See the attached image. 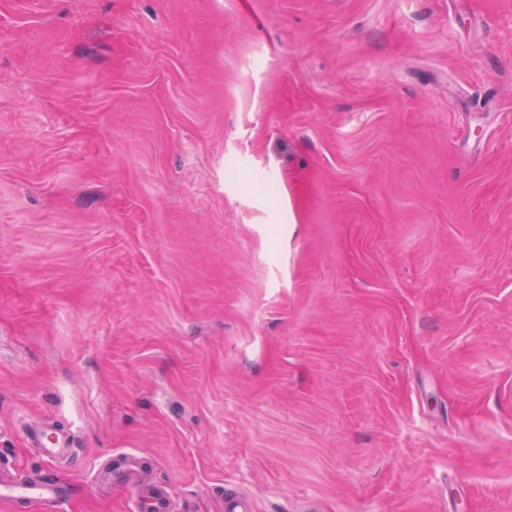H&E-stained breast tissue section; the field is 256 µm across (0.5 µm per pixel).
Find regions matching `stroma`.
<instances>
[{"label":"stroma","instance_id":"1","mask_svg":"<svg viewBox=\"0 0 512 512\" xmlns=\"http://www.w3.org/2000/svg\"><path fill=\"white\" fill-rule=\"evenodd\" d=\"M121 452L512 512V0H0V470L131 512ZM29 441L38 449L41 457L47 463H54L67 453V442L65 439H49L43 434L41 428L34 424L29 429Z\"/></svg>","mask_w":512,"mask_h":512}]
</instances>
